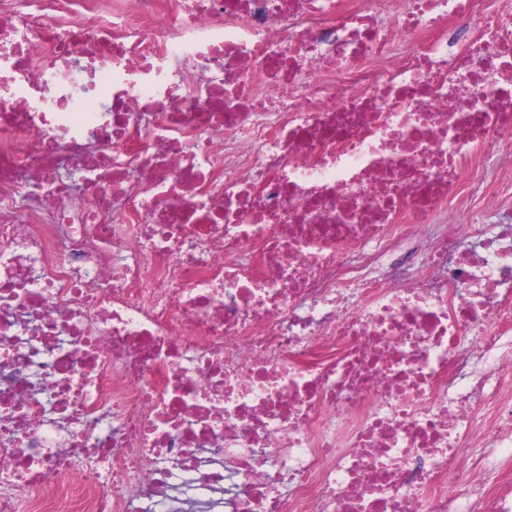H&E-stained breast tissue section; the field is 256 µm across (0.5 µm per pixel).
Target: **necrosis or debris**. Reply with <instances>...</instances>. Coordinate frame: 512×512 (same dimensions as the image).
<instances>
[{
	"mask_svg": "<svg viewBox=\"0 0 512 512\" xmlns=\"http://www.w3.org/2000/svg\"><path fill=\"white\" fill-rule=\"evenodd\" d=\"M0 512H512V0H0Z\"/></svg>",
	"mask_w": 512,
	"mask_h": 512,
	"instance_id": "obj_1",
	"label": "necrosis or debris"
}]
</instances>
